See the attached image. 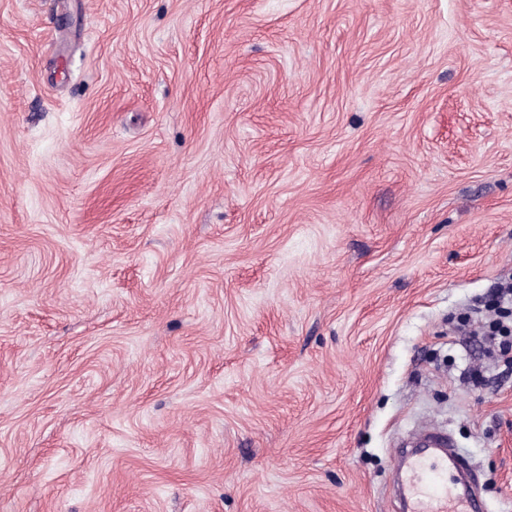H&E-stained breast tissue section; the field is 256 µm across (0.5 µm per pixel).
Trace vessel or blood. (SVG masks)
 Wrapping results in <instances>:
<instances>
[{
  "label": "vessel or blood",
  "mask_w": 512,
  "mask_h": 512,
  "mask_svg": "<svg viewBox=\"0 0 512 512\" xmlns=\"http://www.w3.org/2000/svg\"><path fill=\"white\" fill-rule=\"evenodd\" d=\"M457 465L443 435L426 436L420 451L406 465L404 498L409 512H481L478 501L459 490L450 477V470Z\"/></svg>",
  "instance_id": "1"
}]
</instances>
